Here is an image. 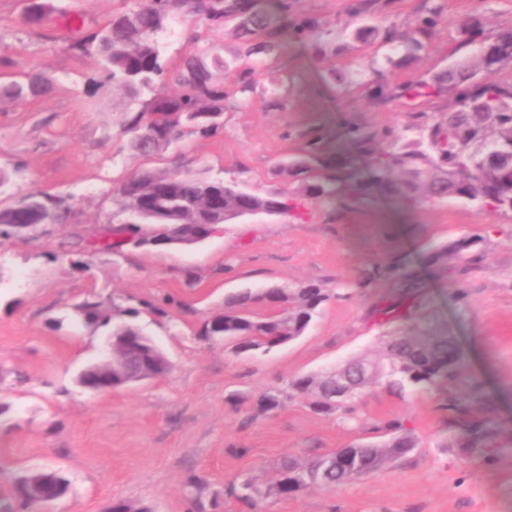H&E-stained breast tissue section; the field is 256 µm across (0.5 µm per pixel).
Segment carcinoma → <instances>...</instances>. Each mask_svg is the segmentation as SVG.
Wrapping results in <instances>:
<instances>
[{"mask_svg": "<svg viewBox=\"0 0 512 512\" xmlns=\"http://www.w3.org/2000/svg\"><path fill=\"white\" fill-rule=\"evenodd\" d=\"M205 22L219 30L234 23L236 37L245 48V56H267L278 49L280 29L275 18L260 7V0H134L127 12L112 17L105 26L91 31L72 44V49L95 58L112 90L130 100V108L122 115V126L130 134L128 149L135 155H148L178 141L183 129L213 135L221 128L224 100L231 94L241 105L256 93L257 82L250 65L236 72L232 92L224 86V71L231 65L215 56L211 59L197 49L189 50L179 66L167 67L162 59L160 38L167 29L173 9ZM437 7L421 15L410 33L393 45L385 63L398 66L414 60L428 50L441 22ZM330 29L327 23L312 20L301 34L325 41ZM375 25L361 23L352 31L353 39L366 43L380 38ZM465 44L471 53L415 83L392 88V95L410 100L428 99L441 94L452 98L448 112L436 119L418 112L395 133L381 134L364 126H349L346 136L365 167H356L350 159L328 156L323 150V137L310 135L305 148L292 157L285 168L291 173L316 172L322 179L306 186L309 200L338 199L361 203L373 193L395 198L408 210L434 207L448 199H461L481 207L512 212V81L496 77L501 64L512 62V31L502 32L487 40L480 35L478 24ZM55 79L40 75L26 83L14 82L3 94L15 101L45 92ZM171 85L174 91L156 92L157 85ZM121 211L129 220L110 224L93 237L77 236V241L63 250V255H78L77 265L85 264L88 255H119L126 245L142 247L144 243L171 241L174 225L200 226L203 235L209 225L228 222L245 210L270 211L285 215L292 206L284 195L259 196L235 180H208L189 172L144 171L126 180L119 189ZM224 199V216L214 213L212 198ZM67 212L64 199L50 194H30L7 207L0 206V236L14 237L28 229L47 233V225L60 222ZM424 261L440 274H448V248H436ZM388 274L400 281L405 310L397 306L378 309L414 325H420L412 310L420 306L424 294L423 281L409 272V263L400 258L385 268L364 272L361 285L369 286L376 278ZM272 302L287 305L280 316L261 320L250 315L251 305L260 294L241 292L229 298L224 309V335L236 341L238 352L266 351L301 336L308 329L320 306L327 300L325 289L308 284L292 293H267ZM77 311L88 325L109 324L110 320L96 300L86 299ZM369 372L363 375L349 398L326 399L329 379L299 377L291 386L315 397L314 409L351 416L361 391L376 376L382 375L399 388L415 386L425 389L439 386L456 377L461 366V350L455 339L447 335L393 336L387 343L386 362H367ZM485 402L484 386L472 381L466 390L448 397L446 409L461 413L475 402ZM277 390H266L258 397L264 411L282 405ZM379 433L389 435L382 445L359 444L344 448L337 455L344 462L334 468L325 467L328 456H318L303 466L288 462L274 486L279 496H287L311 486H335L346 480L379 471L385 463L398 459L416 447V440L405 432L400 421L380 422ZM498 424L491 418L478 424H465L462 434L449 443L451 447L486 448L498 434ZM33 472L26 470L13 478L11 493L0 497V512H25L29 501L18 495V486L29 480Z\"/></svg>", "mask_w": 512, "mask_h": 512, "instance_id": "obj_1", "label": "carcinoma"}]
</instances>
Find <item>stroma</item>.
<instances>
[{"mask_svg": "<svg viewBox=\"0 0 512 512\" xmlns=\"http://www.w3.org/2000/svg\"><path fill=\"white\" fill-rule=\"evenodd\" d=\"M51 3L53 12L31 24L25 0H0V86L45 73L56 78L47 94L0 98V169L9 177L0 203L42 192L69 205L67 220L49 234L0 244V488L20 470L50 468L69 482L54 512H110L117 501L150 512H512V214L456 199L412 212L379 195L361 205L319 203L305 198V177L276 168L314 131L330 155L344 158L351 154L344 123L384 132L416 112L448 111V96L412 102L386 88L447 66L472 18L487 38L512 30V0H375L368 23L398 35L428 9H443L430 48L395 69L383 66L388 45L350 38L351 0H295L279 21L283 48L258 70L251 103L226 100L222 131L185 132L148 158L128 150L115 121L125 102L96 59L71 48L132 0ZM309 17L331 24L326 52L296 35ZM191 41L236 66L247 63L231 29L218 33L173 13L163 35L166 62L178 65ZM273 92L281 99L276 109L267 106ZM175 169L231 176L257 195H288L300 209L223 224L195 246L130 247L117 258L92 257L85 267L59 259L61 244L75 235L121 220L117 189L129 176ZM465 238L475 239L483 256L467 273L458 274L453 254L444 276L421 264L432 249ZM403 256L427 285L419 314L430 334L460 343L458 379L398 390L378 378L357 399L353 417L314 410L312 395L294 390L293 379L329 375L358 357L383 360L388 337L409 333L408 324L382 323L374 314L398 298L397 283L360 285L370 264ZM311 283L328 294L320 315L304 335L269 353H239L198 334L230 295ZM87 298L117 321L136 309L137 323L173 371L111 393L84 389L78 374L99 358L109 333L79 318L75 307ZM157 305L163 314L154 313ZM474 380L491 407L445 411L449 394ZM268 389L281 391L283 404L264 413L257 400ZM488 416L500 425L492 446L450 447L462 422ZM393 418L418 441L406 456L335 487L287 498L272 493L285 460L375 440L374 424ZM240 476L261 491L254 506L224 493ZM192 477L197 487H189Z\"/></svg>", "mask_w": 512, "mask_h": 512, "instance_id": "stroma-1", "label": "stroma"}]
</instances>
